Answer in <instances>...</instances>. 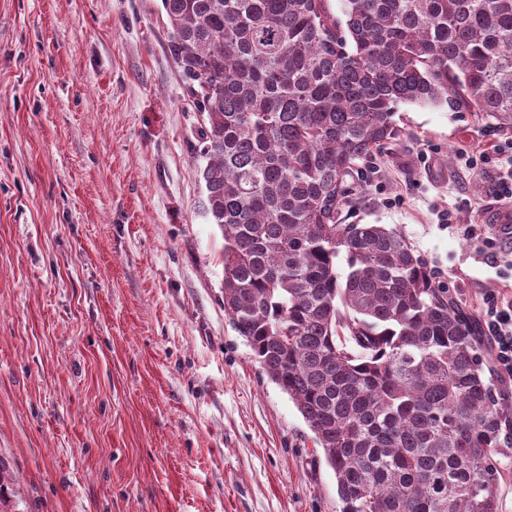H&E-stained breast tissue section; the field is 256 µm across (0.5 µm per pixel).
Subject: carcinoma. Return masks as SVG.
Wrapping results in <instances>:
<instances>
[{
  "mask_svg": "<svg viewBox=\"0 0 512 512\" xmlns=\"http://www.w3.org/2000/svg\"><path fill=\"white\" fill-rule=\"evenodd\" d=\"M342 2L162 0L204 117L224 314L314 433L341 512H498L512 409L475 321L400 233L341 215L399 105L512 127V0Z\"/></svg>",
  "mask_w": 512,
  "mask_h": 512,
  "instance_id": "1",
  "label": "carcinoma"
}]
</instances>
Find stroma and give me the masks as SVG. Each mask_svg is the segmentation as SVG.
<instances>
[{"label":"stroma","instance_id":"obj_1","mask_svg":"<svg viewBox=\"0 0 512 512\" xmlns=\"http://www.w3.org/2000/svg\"><path fill=\"white\" fill-rule=\"evenodd\" d=\"M162 0H0V512H340L295 404L224 314L203 124ZM348 224L399 231L468 314L512 128L403 104ZM474 228L476 237L466 235Z\"/></svg>","mask_w":512,"mask_h":512}]
</instances>
